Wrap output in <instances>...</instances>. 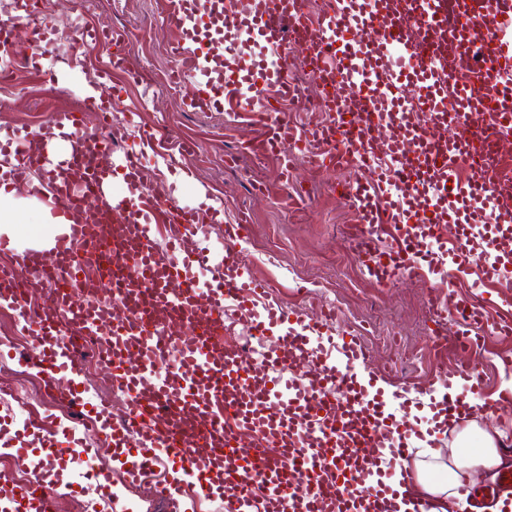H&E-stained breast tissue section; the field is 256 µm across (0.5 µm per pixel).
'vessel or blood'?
I'll return each instance as SVG.
<instances>
[{
    "label": "vessel or blood",
    "mask_w": 512,
    "mask_h": 512,
    "mask_svg": "<svg viewBox=\"0 0 512 512\" xmlns=\"http://www.w3.org/2000/svg\"><path fill=\"white\" fill-rule=\"evenodd\" d=\"M167 26L178 82L195 79L200 104L240 102L246 76L224 59V21L238 15L240 0H167ZM249 26L264 53L252 64L262 84L253 112L259 127L247 144L253 154L278 158L291 175V156L302 154L310 171L324 168L370 172L349 183L357 213L351 237L375 262L379 280L408 271L438 273L453 282L460 267L475 268L484 285L502 287L512 273V177L485 172L473 163L478 128L495 132L512 123V0H325L322 16L310 17L304 0H250ZM298 48L330 95L321 106L342 120L306 127L280 117L282 102L295 101L285 49ZM408 57L398 69L395 55ZM39 175L58 200L60 225L51 250L61 280L80 273L81 250L102 251L103 281L112 286L122 318L74 305L62 288L43 291L29 307L36 339L27 364L47 385L66 376L71 405L92 408L93 420L113 446L133 450L131 480L148 482L157 498L178 504L183 488L200 496L214 490L213 470L223 472L224 512H368L390 503L413 476L404 464L422 431L399 426L387 400L421 404V391L391 389L373 375H357L367 354L354 335L332 345L313 336L333 325L331 317L310 324L284 308L268 287L244 268L241 243L248 227H224L220 260L186 245L213 213L185 210L147 185L139 154L114 156L110 138L83 135L63 166L47 168L43 155L13 153L0 142V187L28 184ZM122 198L105 202L114 179ZM103 205L71 204L75 188ZM498 254L487 263L486 250ZM210 265L208 284L194 268ZM438 318L458 325L435 339V349L479 353L492 334L512 333V321L489 322L485 307L459 296L431 301ZM110 322L105 362L113 390L129 394L127 416L115 418L108 404H90L76 378L81 367L63 337L72 331L99 334ZM245 326L249 340L217 346L212 326ZM274 349H266V342ZM169 364L161 383L157 367ZM433 432L465 421L470 406L451 398L430 407ZM209 447L208 461L196 449ZM390 448L401 468L392 483L380 465ZM176 469H169V462ZM13 512H55L53 492L43 484L0 483ZM512 495V466L502 468L484 497Z\"/></svg>",
    "instance_id": "obj_1"
}]
</instances>
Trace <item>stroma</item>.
<instances>
[{
    "label": "stroma",
    "instance_id": "35a3bbf8",
    "mask_svg": "<svg viewBox=\"0 0 512 512\" xmlns=\"http://www.w3.org/2000/svg\"><path fill=\"white\" fill-rule=\"evenodd\" d=\"M43 19L52 34L37 51H30L25 39L31 20L0 16V26H13L18 44L0 50V131L16 128L33 130L46 125L51 112L68 109L80 113L83 123L93 124L95 114L83 111L87 96L114 98L112 120L133 125L142 121L158 126L163 143L157 153L147 156V169L164 167L166 151L190 140L195 153L184 161L183 169L168 171L161 188L184 208L201 207L204 201L222 206L225 221L246 222L249 235L242 245L244 265L267 280L287 308L302 317H316L321 308L337 306L332 336L346 333L371 335L379 331L400 341L398 350L373 343L367 372H383L389 355L402 358L403 368L394 377L396 387L432 389L434 382L452 376L455 393L466 400L479 421L499 423L512 434V405L487 413L501 390L512 389V373L498 370L496 355L512 353V336L491 337V352L479 358L460 353L443 358L429 350L430 340L442 331H453V320L433 322L427 300L431 288L442 287L439 276L422 278L403 273L392 281L379 283L362 259L345 243L354 212L347 202L346 186L354 180L351 171L326 169L310 172L303 162H295L291 180H284L274 158L258 160L245 150L254 134L252 125L240 113L196 112L189 105L195 88L184 82H165L176 62L169 53L171 33L164 25L165 0H48ZM96 23L126 32L118 47L138 79H127L121 87L112 81L91 76L98 54L77 51L78 27ZM90 77L92 90L82 86ZM190 180H183V173ZM35 346L18 306L0 301V384L27 389L22 407L16 408L11 424L17 437L0 441V476L25 484L26 473L43 465L54 476L55 493H68L75 501H85L92 486L79 481L68 469L63 450L64 431H73L74 414L65 398L46 401L36 396L43 377L23 360ZM474 371L483 377L486 388L473 393L466 377ZM59 438L61 455L47 456L48 438ZM89 447L106 459L105 468L113 481L119 506L130 512H171L168 505L155 502L150 486L128 492L120 483L124 449L97 434H86Z\"/></svg>",
    "mask_w": 512,
    "mask_h": 512
}]
</instances>
